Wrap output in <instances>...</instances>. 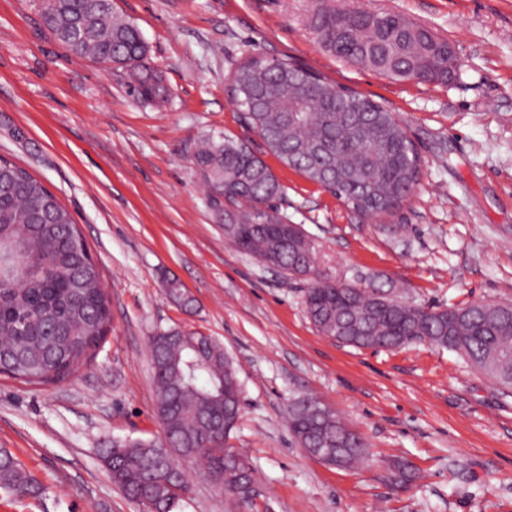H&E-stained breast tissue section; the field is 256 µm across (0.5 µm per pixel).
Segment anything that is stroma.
Returning a JSON list of instances; mask_svg holds the SVG:
<instances>
[{
    "mask_svg": "<svg viewBox=\"0 0 512 512\" xmlns=\"http://www.w3.org/2000/svg\"><path fill=\"white\" fill-rule=\"evenodd\" d=\"M355 2L447 37L455 79L396 82L329 55L306 27L305 0H115L171 91L166 103L140 102L119 72L56 42L37 0H0V155L68 208L112 299L105 344L69 381L0 376V448L43 488L0 490V512H142L98 451L161 436L148 340L174 327L216 338L232 357L243 401L229 443L255 476L242 502L185 462L181 512H512V392L426 343L356 349L320 333L305 281L225 239L188 158L216 133L263 153L226 80L253 53L296 58L396 112L422 165L416 196L382 223L268 158L285 188L280 212L318 246L321 274L426 307L512 301V0ZM170 277L192 307L168 295ZM307 396L364 440L366 462L331 466L295 442L288 412ZM400 463L413 481L395 483Z\"/></svg>",
    "mask_w": 512,
    "mask_h": 512,
    "instance_id": "1",
    "label": "stroma"
}]
</instances>
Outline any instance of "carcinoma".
<instances>
[{
  "mask_svg": "<svg viewBox=\"0 0 512 512\" xmlns=\"http://www.w3.org/2000/svg\"><path fill=\"white\" fill-rule=\"evenodd\" d=\"M41 18L73 56L121 71L133 99L168 100L141 31L113 0H45ZM307 21L332 56L385 78L445 84L459 68L447 38L398 12L307 0ZM226 92L268 154L360 218L393 216L417 191L418 153L385 105L289 56H248L229 76ZM190 161L225 237L269 268L310 279L303 302L319 332L357 349L428 343L512 389L511 302L433 309L381 287L321 277L314 243L302 225L288 226L278 212L282 185L246 143L210 135L194 146ZM111 326L100 268L70 212L42 181L0 156V374L33 385L64 382L95 360ZM149 351L163 439L114 441L103 449L112 483L143 512H180L188 481L169 476V469L199 458L224 475L225 494L247 500L253 468L227 445L242 407L233 361L214 337L179 328L151 336ZM288 424L299 445L339 453L332 465L350 468L366 458L365 443L349 440L344 423L314 398L296 400ZM0 489L41 494L5 448Z\"/></svg>",
  "mask_w": 512,
  "mask_h": 512,
  "instance_id": "1",
  "label": "carcinoma"
}]
</instances>
